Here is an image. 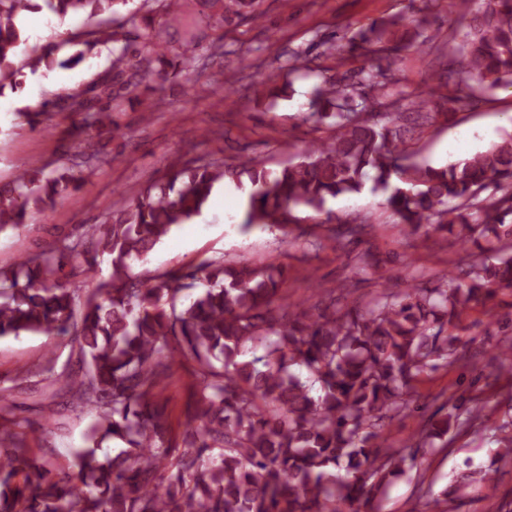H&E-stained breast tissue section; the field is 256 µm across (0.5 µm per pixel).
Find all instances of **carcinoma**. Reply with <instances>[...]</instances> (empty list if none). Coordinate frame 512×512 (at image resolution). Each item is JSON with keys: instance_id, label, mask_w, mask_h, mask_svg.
Here are the masks:
<instances>
[{"instance_id": "1", "label": "carcinoma", "mask_w": 512, "mask_h": 512, "mask_svg": "<svg viewBox=\"0 0 512 512\" xmlns=\"http://www.w3.org/2000/svg\"><path fill=\"white\" fill-rule=\"evenodd\" d=\"M127 0H0V91L20 86L24 68L76 66L97 47L110 66L95 93L45 99L42 112L82 116L94 136L55 168L36 160L0 184V233L15 231L34 212L53 209L77 190L76 170L109 161L104 140L112 113L195 66L199 41L174 52L163 29L181 23L188 0H152L164 21L120 16ZM47 10L64 19L83 16L89 30L68 33L83 49L57 59L55 48L19 58L21 14ZM236 17L261 20L258 0H229L224 15L200 18L207 27ZM461 39L447 68L448 93L416 94L401 85V53L432 42L426 28L403 16L374 23L344 42H324L323 55L358 53L359 79L326 76L315 58L288 56V70L315 75L304 122L330 121L332 134L308 144L278 170L243 156L232 163L193 157L166 180L150 184L102 224H80L37 254H21L0 267V337H62L78 373L55 370L56 354L21 380L40 377L72 410L96 415L73 465L78 483L55 478L27 455L25 423L11 416L9 389L0 388V512H373L391 476L417 466L421 449L454 429L481 432V408L448 397L450 411L426 420L414 443L395 448L385 436L395 417L420 410L416 383L437 369L473 364L460 336V317L512 285V135L445 166L412 161V141L438 118L453 120L459 85L471 103L512 85V0H472L458 19ZM247 178L252 191L243 226L286 227L300 207L324 216L317 226L334 239L362 235L355 216L333 223L330 198L360 193L367 181L386 193L385 205L416 233L458 227L477 250L461 260V275L434 286L386 284L367 304L316 302L289 309L282 295L284 265L229 264L210 259L196 266L134 274L173 227L203 212L218 182ZM493 189L482 198L481 192ZM111 257L112 273L86 290L73 278ZM196 361L193 402L173 444L167 405L161 401L176 358ZM512 361V340L500 339L480 370L497 383ZM493 466L458 477L437 512H452L468 490L493 481L512 466V424L500 429ZM125 448L110 457L109 440Z\"/></svg>"}]
</instances>
